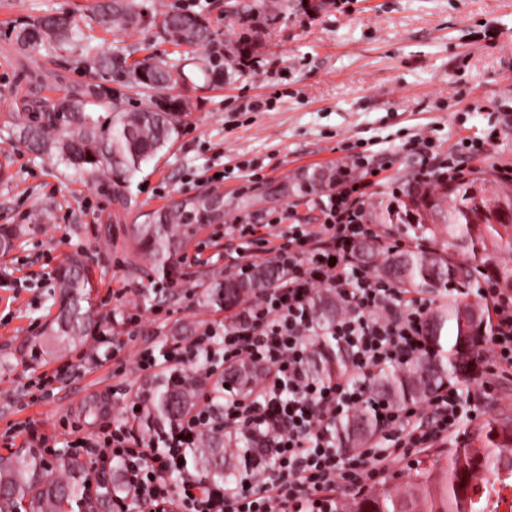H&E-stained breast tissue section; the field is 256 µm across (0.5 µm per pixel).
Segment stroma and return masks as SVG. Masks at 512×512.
<instances>
[{"label": "stroma", "instance_id": "1", "mask_svg": "<svg viewBox=\"0 0 512 512\" xmlns=\"http://www.w3.org/2000/svg\"><path fill=\"white\" fill-rule=\"evenodd\" d=\"M248 19L224 17V0H145L148 8H196L212 24L210 43L196 55L219 58L215 80L176 87L188 102L179 135L133 178V205L121 223H108L110 196L99 188L29 153L0 133V156L9 155L13 177L0 181V226L25 225L27 233L0 272L19 280L0 288V453L22 446L21 430L35 423L56 435V452L66 450L72 430L88 434L94 424L82 404L123 386L150 389L154 378L139 370L143 349L163 353L167 342L190 340L202 323L223 320L226 312L202 297L194 256L220 254L215 269L228 272L222 252L226 233L238 220L270 221L287 216L302 224L322 221L303 202L300 185L315 170L350 161L348 150H370L389 175H413L418 159L403 148L414 135L430 138L431 153L446 157L464 137L482 136L489 123L501 130L487 155L471 159L477 172L512 164V0H282L276 13L259 0ZM94 0H0V113L17 109L18 92L31 71L49 78L59 98L86 88L92 79L72 62L70 52L20 55L10 41L13 24L70 12L91 17ZM98 50L145 52L177 62L180 47L164 42L157 27L135 35L98 26L86 28ZM250 43L251 66H238L230 47ZM270 100L269 110L253 111ZM262 172L249 184V169ZM225 171L222 180L213 175ZM204 189L224 197V221L206 225L166 272L149 281L129 276L124 242L133 225L170 198ZM51 220L37 222L39 213ZM84 252L94 271L93 299L111 317L107 330L118 342L104 366L56 380L51 395L41 390L45 372L57 359L32 358L28 341L55 312V270L73 252ZM139 314L137 325L123 311ZM476 404L448 447L459 446L465 431L503 414L512 416V380L484 389L482 380L461 385Z\"/></svg>", "mask_w": 512, "mask_h": 512}]
</instances>
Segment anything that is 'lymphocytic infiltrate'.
I'll return each instance as SVG.
<instances>
[{
	"label": "lymphocytic infiltrate",
	"mask_w": 512,
	"mask_h": 512,
	"mask_svg": "<svg viewBox=\"0 0 512 512\" xmlns=\"http://www.w3.org/2000/svg\"><path fill=\"white\" fill-rule=\"evenodd\" d=\"M405 188L402 179L382 176L373 155L359 153L337 169L330 192L312 197L322 223L237 225L234 271L248 273L264 256L287 269V277L224 320L202 325L190 342H173L159 357L142 351L138 366L161 369L178 383L193 366L211 378L227 366L257 364L264 369L261 382L247 392L212 386L202 405L160 441L140 432L138 401L123 423H100L73 440L83 456L120 464L127 498L113 502V512H129L133 500L152 512H336L340 488L364 490L410 449L435 447L456 433L466 409L454 386L403 408L377 399L371 388L375 376L428 349L424 322L433 299L395 287L350 258L352 248L368 238L392 250L405 246L386 225L365 217L371 196L396 197ZM320 286L336 296L340 312L331 334L352 359L351 371L327 382L307 371L317 334L310 304ZM477 295L494 316L488 372L511 379L512 290L491 283ZM357 410L371 412L378 429L364 447L341 452L335 424ZM245 430L258 446L240 478L205 485L188 469L187 452L200 436L233 437Z\"/></svg>",
	"instance_id": "1"
}]
</instances>
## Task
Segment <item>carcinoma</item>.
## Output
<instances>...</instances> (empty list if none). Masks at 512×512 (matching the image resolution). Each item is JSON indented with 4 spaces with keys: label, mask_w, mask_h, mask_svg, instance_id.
Listing matches in <instances>:
<instances>
[{
    "label": "carcinoma",
    "mask_w": 512,
    "mask_h": 512,
    "mask_svg": "<svg viewBox=\"0 0 512 512\" xmlns=\"http://www.w3.org/2000/svg\"><path fill=\"white\" fill-rule=\"evenodd\" d=\"M94 12L104 28L137 32L150 18L177 45L194 47L210 41V24L198 13L168 10L150 17L142 0H97ZM11 35L23 52L73 46L79 49L74 63L81 69L103 78L116 75L157 98L153 107L127 111L93 88L58 103L36 91L24 100V111L0 114L1 133L36 156L88 178L110 195L115 205L112 220L120 222L132 206L129 185L133 177L178 137L186 103L170 91L186 75L184 68L160 57L131 62L127 54L85 48L84 34L72 14L33 18L13 28ZM95 107H108L110 112L103 115L93 111ZM105 171L112 174V180H99L98 174ZM492 183L482 175L434 187L418 186L395 208L378 204L369 210L376 224L403 225L413 233L415 245L391 252L381 243H362L354 249V260L403 288L453 296L448 305L434 308L427 318V352L382 373L375 382V392L397 407L426 400L451 379L468 382L479 375L478 353L490 329V311L481 304L479 315H473L474 304L467 301L465 289L480 277L512 287V269L496 263L487 247L489 242L512 237V184L494 183L496 191L489 194ZM211 198L209 193H199L147 214L127 243L129 272L165 268L187 245L196 225L215 221L214 210L208 207ZM22 232L20 226L0 227V253L10 252ZM284 276L279 265L268 261L254 267L247 278L213 274L201 287L208 302L233 306L260 296ZM57 283V313L30 340L31 349L40 355L50 342L61 355L81 347L105 321L92 302V275L81 254L66 257L58 267ZM311 308L320 326L329 328L336 321V297L331 292H317ZM350 366L346 349L325 342L315 345L308 362L312 377L320 381L344 374ZM228 378L241 389L252 390L259 373L246 364L230 371ZM199 393V381L193 376L180 385L156 378L139 417L142 431L157 435L175 425L196 407ZM375 431V420L365 411L339 419L335 425L336 439L345 449L358 447ZM241 443L255 447L248 432L227 440L220 433L205 434L192 452L203 481L233 477L226 449ZM90 471V463L73 456L58 454L48 460L31 450L0 454V512L85 510ZM492 478L500 487L490 483ZM97 487L96 501L102 504L126 497L118 467ZM511 487L512 419L506 417L472 429L461 446L428 464L418 462L409 475L408 492L383 488L337 504V512H499L508 505Z\"/></svg>",
    "instance_id": "cac0c4a2"
}]
</instances>
